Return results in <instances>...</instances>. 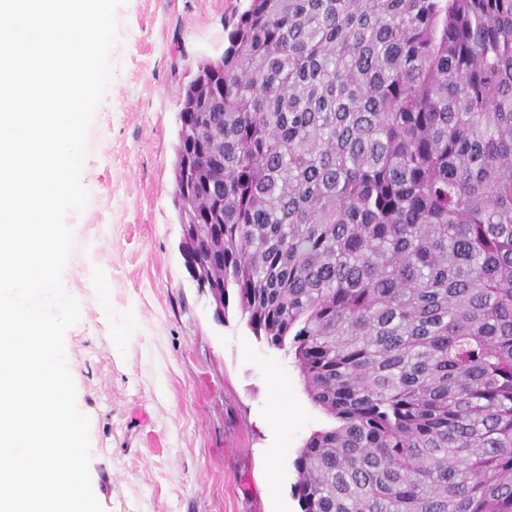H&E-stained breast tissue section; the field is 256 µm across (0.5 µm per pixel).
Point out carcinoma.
Wrapping results in <instances>:
<instances>
[{"mask_svg": "<svg viewBox=\"0 0 512 512\" xmlns=\"http://www.w3.org/2000/svg\"><path fill=\"white\" fill-rule=\"evenodd\" d=\"M180 110L197 286L335 421L301 512H512V0H247Z\"/></svg>", "mask_w": 512, "mask_h": 512, "instance_id": "carcinoma-1", "label": "carcinoma"}]
</instances>
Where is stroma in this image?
<instances>
[{"instance_id":"obj_1","label":"stroma","mask_w":512,"mask_h":512,"mask_svg":"<svg viewBox=\"0 0 512 512\" xmlns=\"http://www.w3.org/2000/svg\"><path fill=\"white\" fill-rule=\"evenodd\" d=\"M245 0H127L113 77L88 135L83 212L63 271L65 334L104 512H300L293 460L330 418L287 350L229 301L217 317L183 255L174 165L184 89L228 44ZM284 407L269 419L272 398Z\"/></svg>"}]
</instances>
